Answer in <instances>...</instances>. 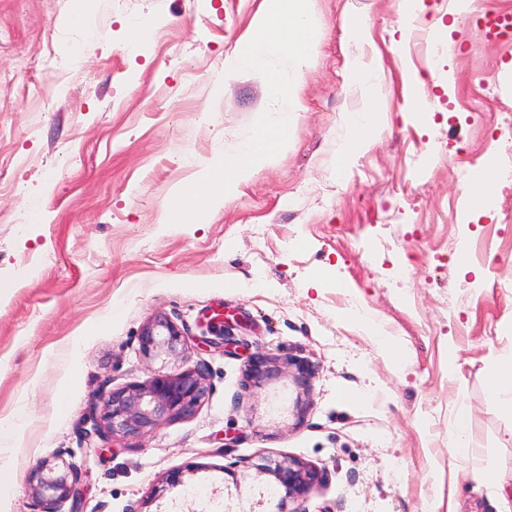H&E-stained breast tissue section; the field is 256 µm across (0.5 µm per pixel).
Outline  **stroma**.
Here are the masks:
<instances>
[{
	"label": "stroma",
	"mask_w": 512,
	"mask_h": 512,
	"mask_svg": "<svg viewBox=\"0 0 512 512\" xmlns=\"http://www.w3.org/2000/svg\"><path fill=\"white\" fill-rule=\"evenodd\" d=\"M267 7L0 0V418L24 419L0 450V512H35L40 460L77 469L81 512H224L232 490L276 502L262 454L324 471L307 512H499L488 486L512 491V411L487 393L512 355V185L489 208L466 192L472 169L512 153V36L477 12L444 35L455 0H420L409 20L399 0H309L318 48L293 82L287 146L224 204L171 223L175 196L279 108L262 74L224 69ZM138 20L151 32L134 44ZM372 104L375 139L337 170L350 116ZM225 311L243 323L234 355L212 345ZM159 313L184 332L183 359L140 354ZM260 350L309 361L307 387L286 372L243 390ZM201 363L193 416L100 447L101 396ZM461 403L466 459L451 450Z\"/></svg>",
	"instance_id": "stroma-1"
}]
</instances>
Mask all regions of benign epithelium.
<instances>
[{"label": "benign epithelium", "instance_id": "obj_1", "mask_svg": "<svg viewBox=\"0 0 512 512\" xmlns=\"http://www.w3.org/2000/svg\"><path fill=\"white\" fill-rule=\"evenodd\" d=\"M188 349L186 336L171 319L159 315L146 323L139 335V350L146 359L177 357ZM296 370L295 379L306 385L309 366L292 357L257 354L245 364L243 386L258 387L281 372L282 366ZM205 369L176 373H157L142 383L129 384L102 397L103 413L94 423V434L104 443L116 438H137L160 424L193 415L207 394ZM259 472L272 476L283 488L274 512H306L303 502L324 481V472L316 466L291 456L279 459L260 457ZM80 477L74 470L58 473L48 461H38L30 469L28 483L40 512H59L70 500L72 512H78L81 500ZM294 508H287L288 504Z\"/></svg>", "mask_w": 512, "mask_h": 512}]
</instances>
